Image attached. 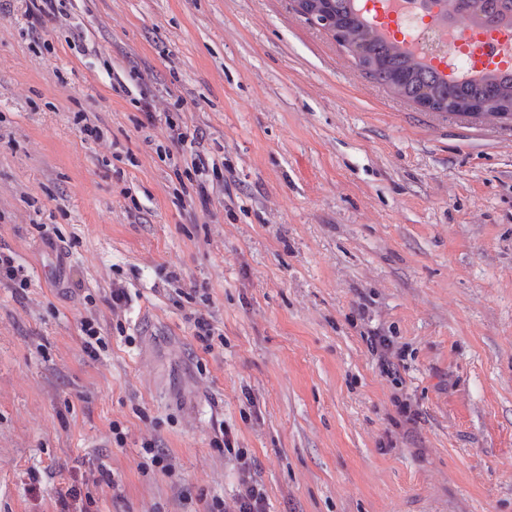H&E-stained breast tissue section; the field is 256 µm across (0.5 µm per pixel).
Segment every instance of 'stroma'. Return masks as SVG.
Returning a JSON list of instances; mask_svg holds the SVG:
<instances>
[{"instance_id":"obj_1","label":"stroma","mask_w":512,"mask_h":512,"mask_svg":"<svg viewBox=\"0 0 512 512\" xmlns=\"http://www.w3.org/2000/svg\"><path fill=\"white\" fill-rule=\"evenodd\" d=\"M26 7L0 0V250L27 280L0 284V512L73 478L91 512H205L239 490L225 429L268 512H512V121L396 97L291 0ZM188 318L193 321L194 337L201 344L202 349L205 351L211 350L214 337V328L211 321L201 313H190ZM370 345L373 352L378 356V361L382 371L387 374H392L393 362L391 356L393 355V343L388 336H372L370 339ZM142 449L146 455H149L147 458L150 460L152 467L164 474H173L174 466L171 462L169 453L163 448L158 447L154 440L144 442Z\"/></svg>"}]
</instances>
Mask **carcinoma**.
<instances>
[{"label":"carcinoma","instance_id":"1","mask_svg":"<svg viewBox=\"0 0 512 512\" xmlns=\"http://www.w3.org/2000/svg\"><path fill=\"white\" fill-rule=\"evenodd\" d=\"M315 2L339 30L345 45L361 47V55L353 56L356 64L361 67L369 63L373 67L370 75L397 97L413 102L425 90L438 104L451 101L475 109L488 119L512 118V70L450 85L436 70L422 66L394 43L373 36L352 0ZM455 5L477 16L482 30L488 29L489 21L498 29L512 28V0H455Z\"/></svg>","mask_w":512,"mask_h":512}]
</instances>
